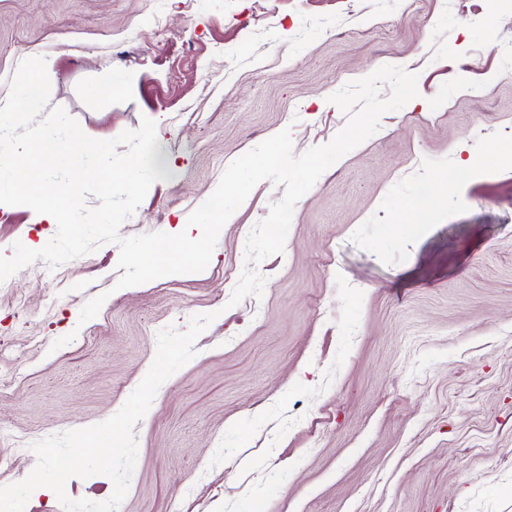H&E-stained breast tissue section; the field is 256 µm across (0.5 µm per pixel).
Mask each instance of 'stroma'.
<instances>
[{
	"instance_id": "stroma-1",
	"label": "stroma",
	"mask_w": 512,
	"mask_h": 512,
	"mask_svg": "<svg viewBox=\"0 0 512 512\" xmlns=\"http://www.w3.org/2000/svg\"><path fill=\"white\" fill-rule=\"evenodd\" d=\"M35 56L88 136L156 125L164 178L124 237L187 222L283 130L298 154L330 142L329 96L380 66L419 95L297 202L262 297L228 304L268 181L202 272L119 290L105 243L0 282V486L36 464L12 438L108 419L158 332L212 312L134 428L119 512H512V0H0V103ZM55 233L0 205V254Z\"/></svg>"
}]
</instances>
